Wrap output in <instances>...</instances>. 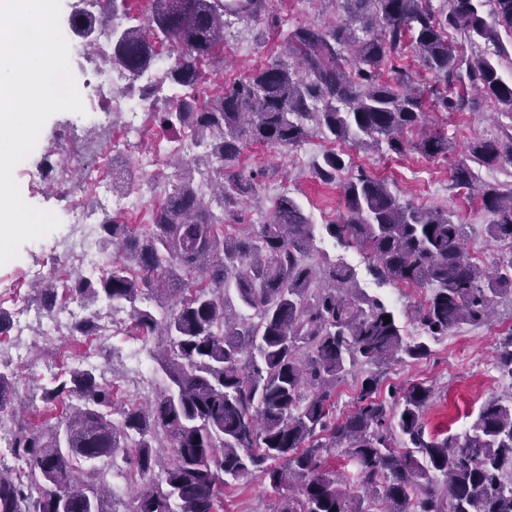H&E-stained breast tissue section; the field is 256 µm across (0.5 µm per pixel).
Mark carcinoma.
Masks as SVG:
<instances>
[{"instance_id":"1","label":"carcinoma","mask_w":512,"mask_h":512,"mask_svg":"<svg viewBox=\"0 0 512 512\" xmlns=\"http://www.w3.org/2000/svg\"><path fill=\"white\" fill-rule=\"evenodd\" d=\"M346 18L328 28L307 24L286 35V54L249 78L200 101L187 93L154 99L151 118L161 129L192 131L203 150L193 170L165 176L171 190L154 212L147 233L109 216L104 241L128 250L137 270L112 264L104 276L78 272L69 291L81 301L129 305L135 331L160 337L153 359L170 380L155 401L118 405L112 386L95 369L78 365L43 390L47 409L77 400L43 430L16 420L11 448L25 473L0 468V512H112L109 485L96 470L79 477L81 462L117 459L137 472L127 512H217L224 485L259 474L296 494L278 512H512V392L489 397L462 436H436L424 413L433 389L421 382L380 397L383 368L419 360L437 340L463 325L486 322L497 299L512 298V257L489 271L472 261L466 225L446 210L405 202L381 178L361 174L343 184L345 213L325 225L339 244L356 246L372 274L395 284L432 287L417 311L422 335L408 341L379 296L355 287L356 270L315 250L313 225L283 194L261 224L241 223L239 204L260 188L257 175L237 168L245 145L298 146L313 133L398 154L404 130L425 116L423 93L411 74L381 71L413 46L442 87L432 91L440 112L473 111L468 86L512 113V83L499 74L497 27L512 32V0H450L436 10L430 0H344ZM489 12H483L484 6ZM265 0H152L149 30H112V68L132 82L155 69L154 40L178 47L164 78L194 88L197 62L224 43L227 18L255 20ZM78 11L70 29L82 36L107 14ZM457 33L471 46L494 53L464 57L448 43ZM503 138H477L455 169L456 187L479 189L493 240H512V189L479 184L474 166L512 163V127ZM435 157L448 137L429 134L412 145ZM344 158L327 152L314 164L325 184L336 182ZM204 169L214 202L194 185ZM234 287L245 317L227 296ZM174 300L161 317L136 302ZM93 315L68 326L72 336H92ZM358 366L354 409L336 420V383ZM496 368L512 380V332L498 346ZM15 383L0 373V412L18 413ZM120 415L119 421L112 414ZM410 419H405V416ZM344 450L365 496L351 495L323 453Z\"/></svg>"}]
</instances>
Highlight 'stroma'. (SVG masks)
<instances>
[{"label": "stroma", "instance_id": "35a3bbf8", "mask_svg": "<svg viewBox=\"0 0 512 512\" xmlns=\"http://www.w3.org/2000/svg\"><path fill=\"white\" fill-rule=\"evenodd\" d=\"M129 6L128 15H117L114 24L99 27L91 38H78L83 53L70 62L76 83H83L87 78L98 47L103 39L111 37L113 26L125 27L133 22L148 24L150 0H129ZM266 7L268 12L283 18V28L268 27L262 20L228 23L220 50L224 58L223 70L218 73L211 66L201 67L197 83L201 96L211 95L218 79H244L256 67L284 56L285 31L310 23L330 27L339 22L342 15L339 0H267ZM511 126L512 115L484 99L473 112H428L418 126L408 131L407 137L411 140L436 130L447 134L451 143L447 155L434 158L412 151L395 154L384 148L366 149L351 141L338 142L316 133L301 145L287 148L247 144L239 157L240 168L264 171L265 177L256 196L243 205V221L247 224L262 222L272 206L273 194L285 193L295 199L311 223L319 227L331 223L344 211L342 182L364 172L387 180L401 199L416 206L451 212L457 221L469 225L470 250L482 251L484 262H493L511 253L512 244L487 237L485 226L490 223L491 214L483 208L478 195L451 190L450 180L472 139L495 137ZM123 127L124 121L117 113L103 115L101 124L93 128L85 126L81 114H54L45 123L33 151L14 169L22 199L36 209L52 213L59 221L58 227L45 237L20 246L19 262L0 265V371L13 375L20 395L40 396L56 374L81 362L104 369L118 401L125 403L152 401L167 382L152 358L156 337L133 336L122 330L109 336L75 339L64 329L46 336L42 333V322L36 317L42 304L34 291L35 285L44 278L59 282L69 280L82 267L81 258L65 255L67 241L87 234L94 251L110 252L116 261L123 258L119 250L109 249L103 242L97 222L86 226L69 223V201L52 180L54 173L63 167L73 184L84 185L89 168L101 160L121 176L136 170V158L97 155L98 150L121 134ZM65 131L88 138L95 147L94 153L79 161L71 160L60 141ZM327 151L344 153L347 161L346 169L333 184L320 182L312 173L313 161ZM357 280L363 291L370 294H402L401 303L393 308L395 319L404 335H416V312L429 296V289L378 284L363 265L357 269ZM511 331L512 308L504 305L493 323L460 326L434 342L427 358L393 367L386 382L403 386L423 380L433 385L435 396L425 412L429 431L463 434L473 424L482 403L507 385L495 361L500 339ZM20 332L30 343L22 359L15 356L16 335ZM136 346L144 347L145 364L153 379L151 389L142 393L130 388L132 362L128 354ZM281 497V491L271 488L261 478L243 479L225 486L223 512H276Z\"/></svg>", "mask_w": 512, "mask_h": 512}]
</instances>
